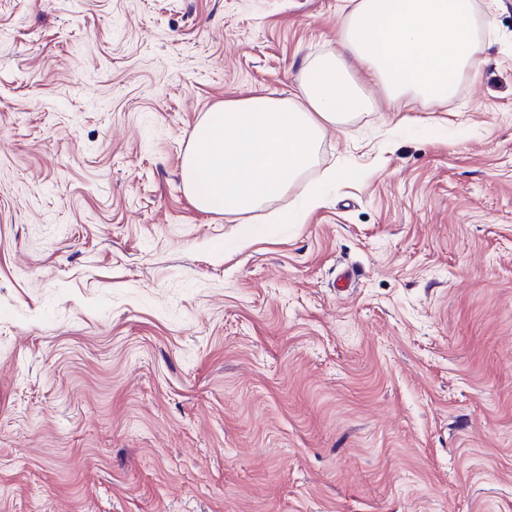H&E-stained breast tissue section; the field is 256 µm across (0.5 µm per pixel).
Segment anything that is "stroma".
I'll use <instances>...</instances> for the list:
<instances>
[{
    "mask_svg": "<svg viewBox=\"0 0 512 512\" xmlns=\"http://www.w3.org/2000/svg\"><path fill=\"white\" fill-rule=\"evenodd\" d=\"M476 4L453 99L368 83L322 206L236 224L192 132L295 91L344 0H0V512H512V0Z\"/></svg>",
    "mask_w": 512,
    "mask_h": 512,
    "instance_id": "1",
    "label": "stroma"
}]
</instances>
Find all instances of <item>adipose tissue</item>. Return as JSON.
<instances>
[{
	"mask_svg": "<svg viewBox=\"0 0 512 512\" xmlns=\"http://www.w3.org/2000/svg\"><path fill=\"white\" fill-rule=\"evenodd\" d=\"M341 51L307 64L288 97L224 101L195 127L181 179L195 205L231 222L282 199L317 161L327 127L364 111V81L405 108L453 99L482 49L475 0H349Z\"/></svg>",
	"mask_w": 512,
	"mask_h": 512,
	"instance_id": "ef3b65f1",
	"label": "adipose tissue"
}]
</instances>
